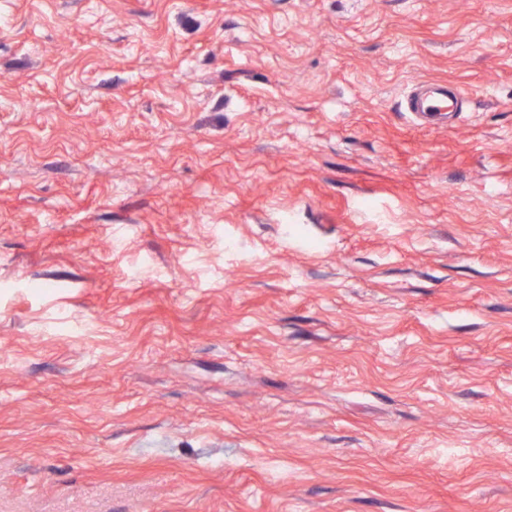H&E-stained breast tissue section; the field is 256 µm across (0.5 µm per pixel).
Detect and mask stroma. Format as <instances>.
Wrapping results in <instances>:
<instances>
[{"label": "stroma", "instance_id": "obj_1", "mask_svg": "<svg viewBox=\"0 0 512 512\" xmlns=\"http://www.w3.org/2000/svg\"><path fill=\"white\" fill-rule=\"evenodd\" d=\"M0 512H512V0H0ZM469 99L468 91L458 85H454L452 89L434 87L424 93L414 89L406 98V111L419 121L430 123L442 114L462 112Z\"/></svg>", "mask_w": 512, "mask_h": 512}]
</instances>
